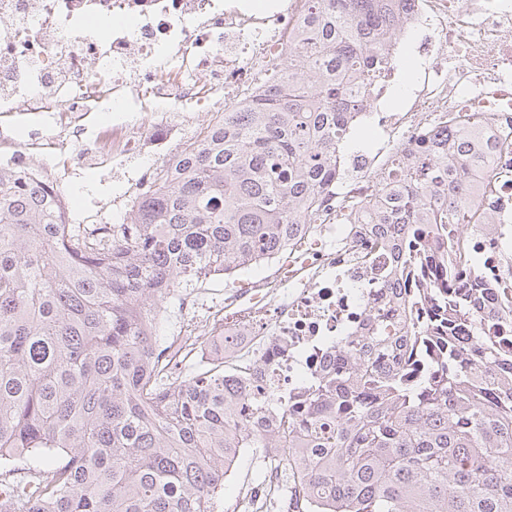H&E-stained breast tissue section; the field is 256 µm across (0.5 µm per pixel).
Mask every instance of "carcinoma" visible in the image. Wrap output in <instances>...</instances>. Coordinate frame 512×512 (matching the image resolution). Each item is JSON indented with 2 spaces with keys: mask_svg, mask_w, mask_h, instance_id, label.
<instances>
[{
  "mask_svg": "<svg viewBox=\"0 0 512 512\" xmlns=\"http://www.w3.org/2000/svg\"><path fill=\"white\" fill-rule=\"evenodd\" d=\"M281 76L180 154L105 241L58 223L0 169V512H214L243 448L283 466L297 512H512V352L492 325L448 337L413 380L383 330L300 414L256 428L224 362H171L157 309L194 279L257 263L307 224L345 123L391 70L394 0H310ZM492 154L465 124L382 187L376 224H463Z\"/></svg>",
  "mask_w": 512,
  "mask_h": 512,
  "instance_id": "1",
  "label": "carcinoma"
}]
</instances>
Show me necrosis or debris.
I'll list each match as a JSON object with an SVG mask.
<instances>
[{"mask_svg":"<svg viewBox=\"0 0 512 512\" xmlns=\"http://www.w3.org/2000/svg\"><path fill=\"white\" fill-rule=\"evenodd\" d=\"M420 68L406 85L375 89L363 110L377 130L346 142L326 199L286 250L264 259L247 292L226 289L194 336L230 337L228 379H247V415L268 419L301 404L313 379L346 359L337 339L386 322L401 368H419L437 337L466 341L471 324L427 301L428 288L462 291L512 309V0H396ZM309 0H0V168L47 189L65 224L125 223L134 202L166 176L181 129L204 138L225 112L278 79ZM488 133L493 163L480 173L485 227L360 223L411 154L460 123ZM113 200L111 217L71 204L66 171L144 156ZM455 249L454 276L438 265ZM265 407H256L257 399Z\"/></svg>","mask_w":512,"mask_h":512,"instance_id":"4bbe7bcc","label":"necrosis or debris"}]
</instances>
